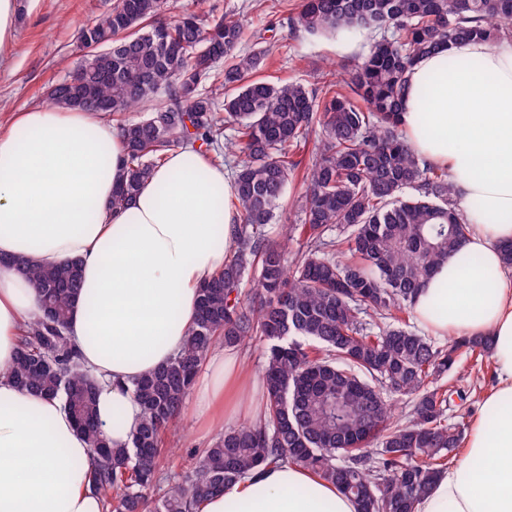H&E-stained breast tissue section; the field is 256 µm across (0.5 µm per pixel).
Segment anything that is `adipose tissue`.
<instances>
[{"label": "adipose tissue", "mask_w": 512, "mask_h": 512, "mask_svg": "<svg viewBox=\"0 0 512 512\" xmlns=\"http://www.w3.org/2000/svg\"><path fill=\"white\" fill-rule=\"evenodd\" d=\"M457 68H449V59ZM401 119L413 151L446 167L470 231L416 295V321L435 336H481L494 381L461 462L443 471L414 512H512V40L465 41L420 58ZM123 143L91 111L44 106L0 133V512H101L89 447L61 399L20 390L10 376L20 337L40 314L23 262H77L83 288L68 332L100 383L99 418L128 446L141 408L133 382L184 347L198 291L224 266L239 213L222 167L170 152L124 207L112 206ZM261 395L238 350L213 353L199 373L198 429L227 411H257ZM201 512H357L308 470L262 469Z\"/></svg>", "instance_id": "ef3b65f1"}]
</instances>
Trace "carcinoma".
Returning <instances> with one entry per match:
<instances>
[{
  "mask_svg": "<svg viewBox=\"0 0 512 512\" xmlns=\"http://www.w3.org/2000/svg\"><path fill=\"white\" fill-rule=\"evenodd\" d=\"M165 4L115 0L79 32L84 83L56 81L46 96L112 116L125 146L116 209L176 149L228 166L239 213L233 248L199 290L183 350L133 385L142 416L130 447H112L97 416V383L66 335L81 291L76 263L23 265L41 316L21 337L12 377L30 393L62 398L89 444L104 512H198L255 471L290 465L353 497L357 512H411L461 442L459 425L448 422L455 390L445 378L464 358L482 364L489 345L454 337L440 347L411 329L413 298L457 253L469 224L448 169L407 144L400 104L419 57L512 37V0H299L306 33L376 34L354 69L324 74L313 88L252 78L265 52L235 54L238 20L186 11L169 22ZM159 93L146 117L124 119ZM311 144L299 223L275 242L268 226ZM218 342L263 347V413L182 459L178 483L153 500L164 435ZM403 404L408 413L395 416Z\"/></svg>",
  "mask_w": 512,
  "mask_h": 512,
  "instance_id": "cac0c4a2",
  "label": "carcinoma"
}]
</instances>
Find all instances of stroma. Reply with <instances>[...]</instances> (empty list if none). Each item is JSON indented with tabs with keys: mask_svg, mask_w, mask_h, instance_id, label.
Segmentation results:
<instances>
[{
	"mask_svg": "<svg viewBox=\"0 0 512 512\" xmlns=\"http://www.w3.org/2000/svg\"><path fill=\"white\" fill-rule=\"evenodd\" d=\"M115 0H38L32 11L21 12L9 62L0 70V124L13 113L46 106L49 83L63 79L83 55L80 29L110 10ZM296 0H284L278 13H270V0H167L166 16L176 20L187 10L202 15L230 16L246 27L239 54L267 53L262 74L268 79L315 84L327 69L345 72L361 61L373 41L368 32L310 35L295 30L292 21ZM276 24L275 37L264 29ZM449 382L464 390L465 399H453L449 419L471 425L481 397L493 382L490 367L473 368L463 362Z\"/></svg>",
	"mask_w": 512,
	"mask_h": 512,
	"instance_id": "1",
	"label": "stroma"
}]
</instances>
